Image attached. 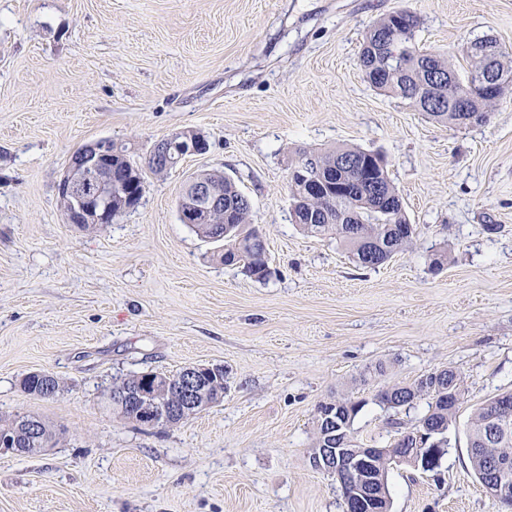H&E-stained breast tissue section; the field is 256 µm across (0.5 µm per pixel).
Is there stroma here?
<instances>
[{"instance_id": "stroma-1", "label": "stroma", "mask_w": 512, "mask_h": 512, "mask_svg": "<svg viewBox=\"0 0 512 512\" xmlns=\"http://www.w3.org/2000/svg\"><path fill=\"white\" fill-rule=\"evenodd\" d=\"M400 9L455 67L477 38L512 54V0H0V420L38 417L55 441L0 453V512H343L308 461L316 405L363 401L352 438L385 446L427 403L377 391L446 367L463 379L448 452L435 472L390 466L391 512H505L467 441L474 409L512 391V98L458 128L370 86L364 34ZM184 129L206 153L148 176L114 223H66L76 150L108 138L141 160ZM341 145L384 155L417 226L376 269L291 220L300 151ZM200 172L250 198L267 280L180 223ZM192 365L223 367L222 401L162 428L113 412L120 379ZM37 371L57 397L21 390Z\"/></svg>"}]
</instances>
